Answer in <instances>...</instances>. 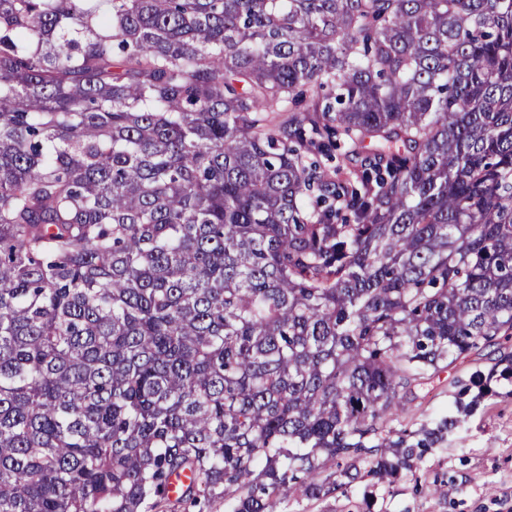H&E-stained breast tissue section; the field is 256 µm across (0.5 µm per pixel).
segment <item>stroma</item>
<instances>
[{
	"instance_id": "stroma-1",
	"label": "stroma",
	"mask_w": 512,
	"mask_h": 512,
	"mask_svg": "<svg viewBox=\"0 0 512 512\" xmlns=\"http://www.w3.org/2000/svg\"><path fill=\"white\" fill-rule=\"evenodd\" d=\"M495 362V355L480 350L413 387L404 424L413 427L446 414L454 392ZM493 388L494 396L421 462L417 480L377 490L374 512H512V381ZM439 483L446 484L447 494L436 493Z\"/></svg>"
}]
</instances>
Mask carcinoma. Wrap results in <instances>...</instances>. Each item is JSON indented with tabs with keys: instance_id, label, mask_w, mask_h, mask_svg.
<instances>
[{
	"instance_id": "cac0c4a2",
	"label": "carcinoma",
	"mask_w": 512,
	"mask_h": 512,
	"mask_svg": "<svg viewBox=\"0 0 512 512\" xmlns=\"http://www.w3.org/2000/svg\"><path fill=\"white\" fill-rule=\"evenodd\" d=\"M511 342L512 0H0V512L414 478ZM497 358L498 354H490L488 350L477 351L413 387L407 395L403 424L415 427L421 421L446 414L452 407L453 393L470 385L476 372L487 374Z\"/></svg>"
}]
</instances>
